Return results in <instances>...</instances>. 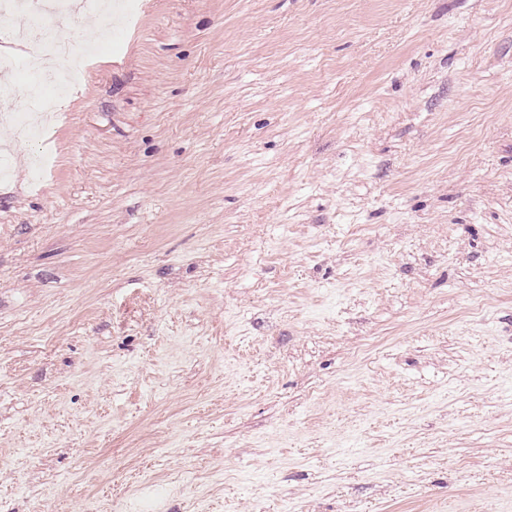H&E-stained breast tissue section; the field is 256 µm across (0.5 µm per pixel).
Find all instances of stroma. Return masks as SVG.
I'll return each instance as SVG.
<instances>
[{
	"label": "stroma",
	"instance_id": "35a3bbf8",
	"mask_svg": "<svg viewBox=\"0 0 512 512\" xmlns=\"http://www.w3.org/2000/svg\"><path fill=\"white\" fill-rule=\"evenodd\" d=\"M104 23L0 182V512H501L512 0Z\"/></svg>",
	"mask_w": 512,
	"mask_h": 512
}]
</instances>
